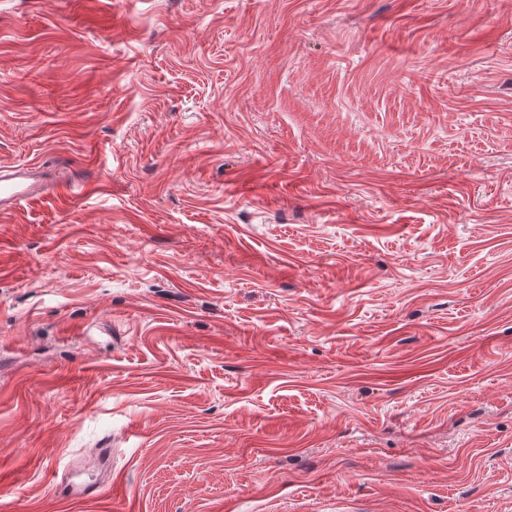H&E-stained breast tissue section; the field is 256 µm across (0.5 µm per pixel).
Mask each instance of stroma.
Here are the masks:
<instances>
[{"mask_svg": "<svg viewBox=\"0 0 512 512\" xmlns=\"http://www.w3.org/2000/svg\"><path fill=\"white\" fill-rule=\"evenodd\" d=\"M33 162L0 512H512V0H0Z\"/></svg>", "mask_w": 512, "mask_h": 512, "instance_id": "stroma-1", "label": "stroma"}]
</instances>
